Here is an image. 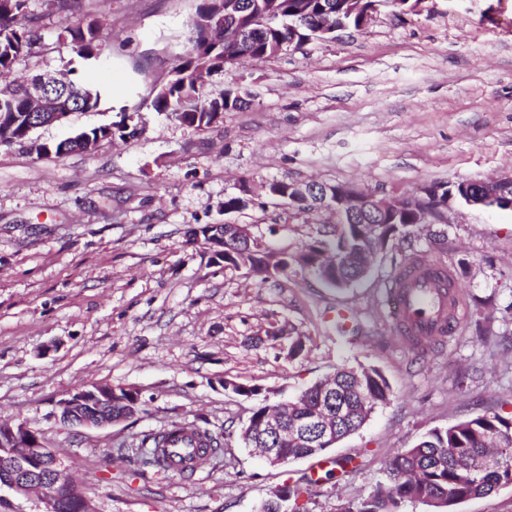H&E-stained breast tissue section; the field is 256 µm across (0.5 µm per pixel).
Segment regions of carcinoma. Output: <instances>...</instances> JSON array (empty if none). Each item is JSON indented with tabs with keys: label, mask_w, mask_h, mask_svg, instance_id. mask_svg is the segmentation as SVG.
<instances>
[{
	"label": "carcinoma",
	"mask_w": 512,
	"mask_h": 512,
	"mask_svg": "<svg viewBox=\"0 0 512 512\" xmlns=\"http://www.w3.org/2000/svg\"><path fill=\"white\" fill-rule=\"evenodd\" d=\"M28 0H0V73L10 72L14 63L31 53L34 44L32 30L21 23L26 18ZM325 11L336 18V29L360 28L362 14L354 11L348 0H242L237 14L238 27L263 18L273 17L247 41L230 47L232 54L252 58L271 57L322 37L318 32V17ZM70 42L79 58L91 59L97 51L102 63L106 43L98 21H79L66 27ZM188 41L191 54L179 59L174 69L181 77L173 84L163 85L151 101V107L172 119L183 122L191 116L194 129L205 131L215 124L216 112L237 110L247 105L246 100L228 88L217 96L207 90L208 79L224 71V15L214 8L211 0H200L192 22ZM70 98L59 110L84 112L99 106L106 90L89 88L69 81ZM28 129L26 103L21 86L0 90V143H22ZM408 234L393 224H338L331 238L315 237L307 248L318 254L329 248L341 256L336 280L329 287L341 289L369 274L366 258L375 248L384 249L395 233ZM340 402L344 405L345 420L336 436L344 438L359 430L370 414L387 404L392 397L391 387L383 373L373 367H338L334 374ZM319 404L318 384L302 390L295 397L278 403L275 409L288 428H293ZM268 406L256 408L248 424L240 431L244 447L251 448L259 441V423ZM183 431L173 423L164 430L143 436L132 455L143 468H152L173 476L187 477L196 465L223 452V443L208 429H191L189 447L194 453L178 456L172 445ZM274 448H284L288 457L301 459L312 450L294 443L291 435L273 439ZM385 479L367 496L349 501L339 512H399L409 503H425L436 512H455L463 500L489 495L500 487L512 485V417L498 413L477 414L446 428H434L424 433L416 443L394 455L383 464ZM63 489L57 512H76V499L83 495L76 474L69 470L59 475ZM316 481L306 478L288 484L267 498L257 512H275L282 497H288L289 512H307V503Z\"/></svg>",
	"instance_id": "cac0c4a2"
}]
</instances>
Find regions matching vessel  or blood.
<instances>
[{"instance_id": "obj_1", "label": "vessel or blood", "mask_w": 512, "mask_h": 512, "mask_svg": "<svg viewBox=\"0 0 512 512\" xmlns=\"http://www.w3.org/2000/svg\"><path fill=\"white\" fill-rule=\"evenodd\" d=\"M391 315L405 335L419 341L453 334L459 324V290L449 269L416 260L390 291Z\"/></svg>"}]
</instances>
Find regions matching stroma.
Segmentation results:
<instances>
[{
    "instance_id": "35a3bbf8",
    "label": "stroma",
    "mask_w": 512,
    "mask_h": 512,
    "mask_svg": "<svg viewBox=\"0 0 512 512\" xmlns=\"http://www.w3.org/2000/svg\"><path fill=\"white\" fill-rule=\"evenodd\" d=\"M200 0H82L110 62L88 67L65 28L75 16L29 0L38 34L13 78L74 70L108 89L98 108L37 129L54 144L100 125L93 153L41 157L0 147V421L25 423L82 480L95 512H255L308 477L314 457L264 465L239 440L253 409L293 396L337 366L375 367L393 397L328 457L354 458L323 479L309 512L366 496L383 462L435 427L512 416V210L452 198L444 220L393 241L345 290L294 265L269 279L211 265L186 232L251 225L300 251L330 217L266 196L224 201L266 181L354 184L380 197L512 175V0H420L380 8L360 29L265 59L243 57L208 89L249 104L199 132L150 103L189 48ZM414 256L446 265L461 292L456 334L416 344L388 315L387 290ZM350 315L336 323L337 310ZM310 336L291 359L266 331ZM94 384L138 392L140 411L105 429L61 423L57 403ZM253 387L255 395L234 393ZM207 425L219 458L188 478L104 458L171 423Z\"/></svg>"
}]
</instances>
